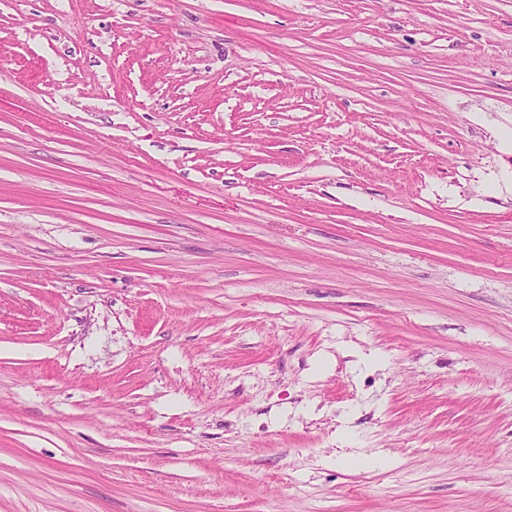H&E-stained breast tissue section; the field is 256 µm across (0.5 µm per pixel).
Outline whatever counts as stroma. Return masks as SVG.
<instances>
[{
    "instance_id": "stroma-1",
    "label": "stroma",
    "mask_w": 512,
    "mask_h": 512,
    "mask_svg": "<svg viewBox=\"0 0 512 512\" xmlns=\"http://www.w3.org/2000/svg\"><path fill=\"white\" fill-rule=\"evenodd\" d=\"M0 512H512V0H0Z\"/></svg>"
}]
</instances>
